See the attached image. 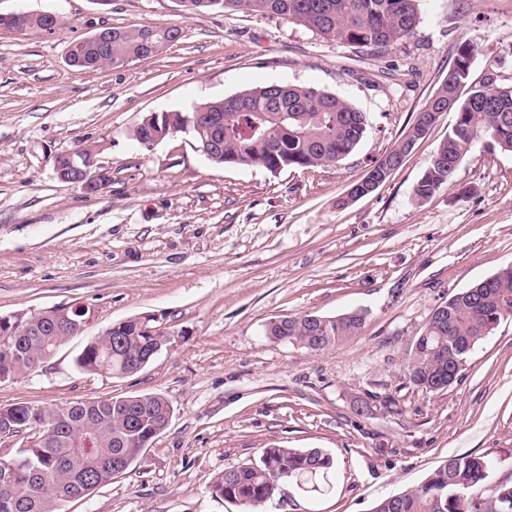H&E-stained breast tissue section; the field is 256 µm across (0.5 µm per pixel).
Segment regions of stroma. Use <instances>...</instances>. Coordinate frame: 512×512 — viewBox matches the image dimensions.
I'll use <instances>...</instances> for the list:
<instances>
[{
    "instance_id": "35a3bbf8",
    "label": "stroma",
    "mask_w": 512,
    "mask_h": 512,
    "mask_svg": "<svg viewBox=\"0 0 512 512\" xmlns=\"http://www.w3.org/2000/svg\"><path fill=\"white\" fill-rule=\"evenodd\" d=\"M414 35L374 55L277 16L182 10L179 0H0L50 12V33L0 30V316L83 304L93 317L34 371L0 382V408L157 393L173 417L138 461L58 512H371L454 455L494 460L512 482V320L429 392L404 363L432 310L512 263V153L480 140L429 200L412 189L454 113L443 114L373 193L342 205L404 138L461 41L474 79L512 83V0H417ZM174 25L161 53L96 71L69 45L104 27ZM273 81L347 100L367 120L346 159L312 174L211 164L192 137L139 145L133 127ZM96 145L111 180L61 183L57 155ZM362 312L358 335L313 352L266 334L277 317ZM150 314L175 336L123 378L77 369L112 323ZM320 448L333 490L281 483L252 509L213 496L263 449Z\"/></svg>"
}]
</instances>
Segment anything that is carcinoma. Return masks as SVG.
Masks as SVG:
<instances>
[{
  "mask_svg": "<svg viewBox=\"0 0 512 512\" xmlns=\"http://www.w3.org/2000/svg\"><path fill=\"white\" fill-rule=\"evenodd\" d=\"M188 13L215 9L276 15L295 21L320 36L346 42L371 54H383L411 37L419 23L417 0H179ZM182 38L179 27L144 24L112 28L107 52L84 41L75 46L73 67L98 70L115 59H140L147 44L169 46ZM476 46L462 41L448 77L437 88L412 127L384 157L370 166L361 182L382 178L391 158H405L443 112L456 114L448 137L440 143L413 188L417 202L428 200L457 172L456 160L481 137L512 152V84L492 74L472 79ZM272 82L223 99L195 106L190 112L149 114L132 131L143 145L165 138L190 117V134L198 150L213 147L207 159L215 165L239 164L277 172L295 168L316 172L352 154L364 138L366 117L348 101L312 86L290 85L286 96L273 98ZM91 310L67 305L28 316L0 320V341L13 343L0 351V382L13 380L53 356L67 340L50 336L56 325H70ZM512 317V264L476 285L450 296L434 308L407 362L409 381L420 386L448 376H461L474 347ZM363 316L305 313L270 321L271 338L317 351L359 333ZM158 339L141 332L136 322L119 321L91 339L76 359L87 373L102 369L129 374L140 366ZM170 409L159 394L130 395L65 406L35 407L21 402L0 408V429L23 430L29 444L0 454V470H9L0 488V512H56L60 501L83 498L120 475L113 462L131 467L145 451L143 441L158 437L170 422ZM335 459L319 448H265L260 463L226 470L211 493L250 508L272 499L279 482L303 480L307 493L332 489ZM492 463L482 456H451L416 487L380 500L373 512H512V482L483 489Z\"/></svg>",
  "mask_w": 512,
  "mask_h": 512,
  "instance_id": "obj_1",
  "label": "carcinoma"
}]
</instances>
